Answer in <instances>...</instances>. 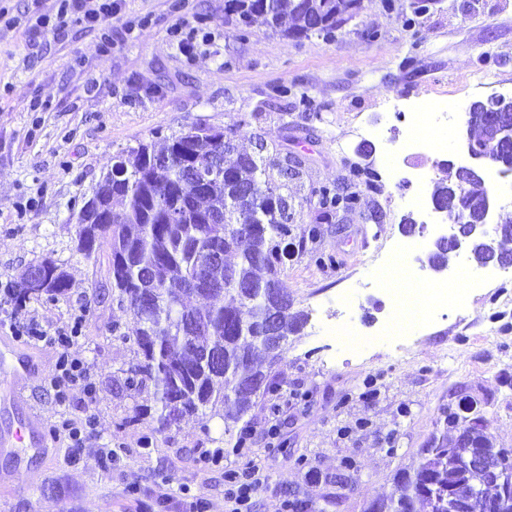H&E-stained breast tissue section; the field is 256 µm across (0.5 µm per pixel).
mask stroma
<instances>
[{
	"instance_id": "stroma-1",
	"label": "stroma",
	"mask_w": 512,
	"mask_h": 512,
	"mask_svg": "<svg viewBox=\"0 0 512 512\" xmlns=\"http://www.w3.org/2000/svg\"><path fill=\"white\" fill-rule=\"evenodd\" d=\"M396 2L390 11L365 0L332 39L242 31L225 0H124L107 53L92 32L46 35L33 53L24 28H0V286L15 288L26 267L46 260L69 277L60 299H0V337L30 320L50 333L82 313L68 352L87 361L97 385L94 405L77 388L56 401L46 379L59 351L36 345L43 370L26 388L29 406L49 428L90 414L96 430L77 452L61 438L45 456L0 451V512H225L224 473L248 464L266 477L253 512H276L285 500L293 512H370L394 474L446 433L445 409L463 402L484 416L497 446L512 448V293L500 287L499 265L483 267L463 305L434 310L397 342L381 333L393 299L371 286L387 277L393 252L418 240L403 218L422 217L411 204L416 159L384 169L390 141L405 135L390 106L457 107L451 146L429 156L432 176L441 178V160L467 164L459 138L469 105L512 97V0H435L418 16L408 0ZM179 20L207 36L195 56L168 34ZM37 99L49 109L32 110ZM373 125L383 130L370 159L374 187L308 240L316 190L357 162V131ZM197 126L234 129L250 151L261 139L302 157L293 234L307 242L279 278L310 318L274 370L279 397L258 398L239 426L187 418L160 434L152 399L116 386L132 353L113 340L112 324L129 317L112 299L109 247L78 253L75 216L119 151ZM347 322L366 338L359 349L331 333Z\"/></svg>"
}]
</instances>
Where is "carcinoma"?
I'll use <instances>...</instances> for the list:
<instances>
[{"label":"carcinoma","mask_w":512,"mask_h":512,"mask_svg":"<svg viewBox=\"0 0 512 512\" xmlns=\"http://www.w3.org/2000/svg\"><path fill=\"white\" fill-rule=\"evenodd\" d=\"M226 0L227 15L255 14L260 26L278 29L288 19L287 33L300 37L319 25L333 38L353 18L358 0ZM209 127H195L156 145L140 143L113 157L118 175L100 181L94 191L97 206L77 213L78 251L87 259L95 250L83 237L98 232L99 243L111 250L109 280L112 295L132 317L130 325L112 324V338L131 343L134 358L124 370L123 386L135 395L150 387L157 408V431L187 417L210 414L224 424L239 423L256 398L274 395L279 383L272 375L288 346L263 339L266 317L273 315L288 335L300 333L308 314L294 308L279 279L283 256L291 255V224L295 218L293 186L301 179L302 163L277 147L260 145V152L238 151L232 133L224 140ZM498 167L512 173V149L489 146ZM220 169L208 184L209 206L223 216L211 224L194 201L187 181L192 168ZM367 168L349 165L336 185L318 190L317 225L339 210L353 212L358 187ZM460 173L436 180L430 197L442 211L459 220L470 212L472 230L479 214L475 202L486 187L470 179L461 193L450 186ZM478 264L512 255L500 251L495 239L481 233L471 239ZM32 268L19 276L16 302L68 291L64 270L52 265L54 276L42 291L24 288ZM206 299L189 307L184 299ZM462 442L433 437L420 460L395 478L392 494L372 506V512H450L448 496L460 489L472 492L468 512H486L501 500L512 512V491L484 481L468 468Z\"/></svg>","instance_id":"obj_1"}]
</instances>
